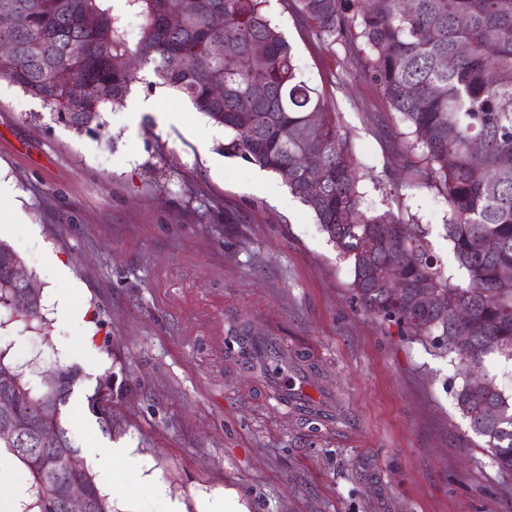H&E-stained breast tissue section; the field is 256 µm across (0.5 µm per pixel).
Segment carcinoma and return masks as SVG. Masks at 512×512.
Segmentation results:
<instances>
[{"label":"carcinoma","instance_id":"1","mask_svg":"<svg viewBox=\"0 0 512 512\" xmlns=\"http://www.w3.org/2000/svg\"><path fill=\"white\" fill-rule=\"evenodd\" d=\"M107 2L0 0V12L24 17L20 27L0 28V42L15 47L14 55H0V78L81 131L99 122L105 107L123 103L141 66H153L161 84L231 133L225 154L274 173L310 209L348 263L350 291L366 311L458 366L457 409L492 449L497 468L512 473V395L492 377L483 388L468 378L490 355L512 362V277L501 276L512 268V0H294L312 36L351 52L409 129L415 172L448 200L446 236L463 283L445 274L421 225L363 208L357 158L336 113L299 75L266 11L268 0H125L143 19L133 45ZM216 11L224 14L221 27L210 23ZM88 15L98 19L96 27L82 24ZM172 16L178 25L170 24ZM462 42L470 45L466 54L457 52ZM214 43L224 45V57L210 53ZM32 44L43 52L28 54ZM256 44L265 49L261 65L251 54ZM218 81L220 98L212 94ZM475 139L483 144L479 153L470 149ZM311 156L321 160L320 179L309 168ZM17 260L0 242V309L7 320L41 331V306L25 313L12 307L9 264ZM421 288L433 289L435 300L421 301ZM450 295L465 316L448 308ZM8 355L0 348V370L13 377L0 382V402L35 424L23 442L0 436V449L31 478L21 512H61L62 489L72 481L87 486L92 512H113L88 469L63 475L36 455L41 448L81 453L62 413L80 372L62 367L61 379L49 385ZM103 389L118 401L123 388L108 377L87 396L110 434L112 415L96 406Z\"/></svg>","mask_w":512,"mask_h":512}]
</instances>
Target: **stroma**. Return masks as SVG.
<instances>
[{
  "mask_svg": "<svg viewBox=\"0 0 512 512\" xmlns=\"http://www.w3.org/2000/svg\"><path fill=\"white\" fill-rule=\"evenodd\" d=\"M268 13L294 64L323 94L364 169L363 206L413 220L453 281L464 279L444 229L448 204L403 167L405 126L342 46L312 38L287 0ZM129 103L76 131L0 79V240L41 283L44 334L11 324L0 347L37 370L82 373L64 409L80 446L132 449L138 462L98 479L115 512H165L236 490L247 512H512L498 471L448 383L457 367L362 308L350 271L282 180L220 147L227 131L145 66ZM154 109L128 120L132 99ZM67 269L82 317L61 322L47 260ZM276 337L315 367L308 391L330 421L277 403L263 376L224 350L230 328ZM124 388L102 433L86 397ZM162 484L157 496L154 484Z\"/></svg>",
  "mask_w": 512,
  "mask_h": 512,
  "instance_id": "stroma-1",
  "label": "stroma"
}]
</instances>
